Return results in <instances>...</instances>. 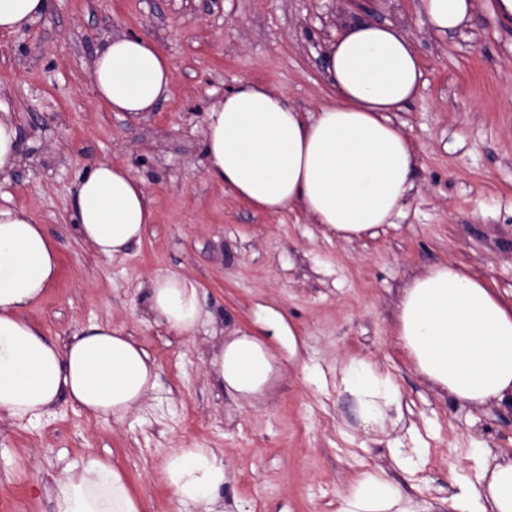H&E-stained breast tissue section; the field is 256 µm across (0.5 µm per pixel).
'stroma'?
I'll use <instances>...</instances> for the list:
<instances>
[{"mask_svg": "<svg viewBox=\"0 0 512 512\" xmlns=\"http://www.w3.org/2000/svg\"><path fill=\"white\" fill-rule=\"evenodd\" d=\"M492 2L478 0L476 19L445 35L423 25L422 0H50L27 29L0 33V108L21 132L0 207L29 211L60 257L26 315L61 341L112 326L157 365L155 388L123 421L66 403L34 423L0 419V512H53L38 480L87 451L125 470L143 512H181L162 468L173 449L196 446L224 461V512H338L353 475L379 469L421 512H453V472L473 471L467 448H512V404L475 409L434 391L393 328L406 281L447 260L512 300V25L492 18ZM359 19L399 26L418 50L423 85L392 115L418 163L395 224L344 242L299 210L259 212L228 193L206 174L203 140L210 109L242 78L303 110L325 100L326 47ZM115 33L153 40L173 72L167 98L137 121L94 94L92 60ZM98 161L126 166L154 206L141 242L112 259L72 224L75 186ZM160 275L195 280L211 324L181 336L143 321L144 286ZM261 304L306 346L253 408L218 389L208 362L213 327L255 329ZM351 357L399 386L427 450L415 469L392 461V447L413 445L405 431L373 433L341 392Z\"/></svg>", "mask_w": 512, "mask_h": 512, "instance_id": "35a3bbf8", "label": "stroma"}]
</instances>
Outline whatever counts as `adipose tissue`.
Segmentation results:
<instances>
[{
	"label": "adipose tissue",
	"instance_id": "adipose-tissue-1",
	"mask_svg": "<svg viewBox=\"0 0 512 512\" xmlns=\"http://www.w3.org/2000/svg\"><path fill=\"white\" fill-rule=\"evenodd\" d=\"M431 29L445 34L472 19L476 0H422ZM49 0H0V33L43 17ZM329 100L302 112L270 88L243 79L208 114L207 173L253 209L292 207L339 239L353 241L394 223L414 186L416 153L390 118L413 99L421 63L411 41L390 23L351 25L325 52ZM95 95L111 111L139 118L164 99L173 81L166 55L151 40L115 35L92 68ZM72 218L81 241L110 259L140 242L154 211L142 180L122 166L94 164L79 181ZM59 254L43 225L24 208H0V415L35 421L59 403L120 421L154 389L156 365L121 330L95 325L66 342L48 338L25 310L56 280ZM145 313L185 336L209 322L198 284L183 276L151 280ZM261 333L225 336L209 365L223 391L253 404L280 373L279 352L297 359L304 345L279 310L257 311ZM395 334L410 364L436 390L479 408L512 403V302L482 278L441 262L404 288ZM340 385L365 423L399 427L401 392L365 359H348ZM474 477L456 482L454 512H512V452L472 449ZM163 479L184 508L223 512L228 478L214 449L177 448ZM53 512H142L124 470L85 452L45 488ZM341 512H415L381 473L352 477Z\"/></svg>",
	"mask_w": 512,
	"mask_h": 512
}]
</instances>
